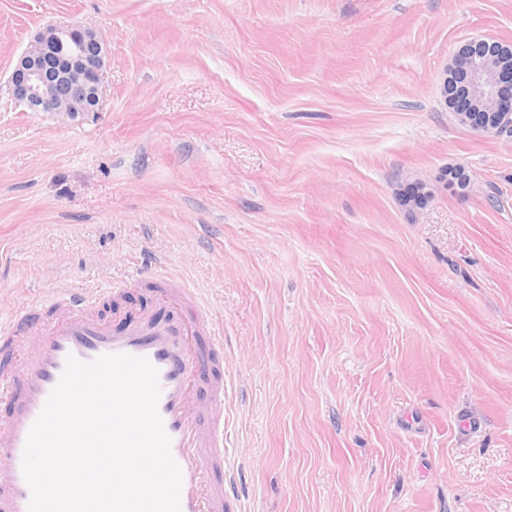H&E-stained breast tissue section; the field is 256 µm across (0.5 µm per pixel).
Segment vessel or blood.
<instances>
[{"mask_svg": "<svg viewBox=\"0 0 512 512\" xmlns=\"http://www.w3.org/2000/svg\"><path fill=\"white\" fill-rule=\"evenodd\" d=\"M156 305L116 310L122 327L100 315L116 288L60 289L48 309L0 314V512H28L22 456L31 427L58 383L68 356L147 358L159 372L158 411L182 472L181 512H232L224 494V338L195 291L153 275Z\"/></svg>", "mask_w": 512, "mask_h": 512, "instance_id": "vessel-or-blood-1", "label": "vessel or blood"}]
</instances>
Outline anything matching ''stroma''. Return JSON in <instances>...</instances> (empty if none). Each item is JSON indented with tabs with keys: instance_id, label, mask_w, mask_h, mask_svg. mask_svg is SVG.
Instances as JSON below:
<instances>
[{
	"instance_id": "35a3bbf8",
	"label": "stroma",
	"mask_w": 512,
	"mask_h": 512,
	"mask_svg": "<svg viewBox=\"0 0 512 512\" xmlns=\"http://www.w3.org/2000/svg\"><path fill=\"white\" fill-rule=\"evenodd\" d=\"M75 23L97 112L15 103ZM489 37L512 0H0V305L197 288L235 512H512V135L441 93Z\"/></svg>"
}]
</instances>
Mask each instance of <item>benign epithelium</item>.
I'll return each instance as SVG.
<instances>
[{"instance_id": "benign-epithelium-1", "label": "benign epithelium", "mask_w": 512, "mask_h": 512, "mask_svg": "<svg viewBox=\"0 0 512 512\" xmlns=\"http://www.w3.org/2000/svg\"><path fill=\"white\" fill-rule=\"evenodd\" d=\"M499 54L464 69L449 95L450 109L472 129L498 134L512 127V42L498 40ZM52 60L56 75L44 73ZM107 68L101 36L80 24L40 30L19 58L9 79L15 102L34 112L74 116L96 112Z\"/></svg>"}]
</instances>
